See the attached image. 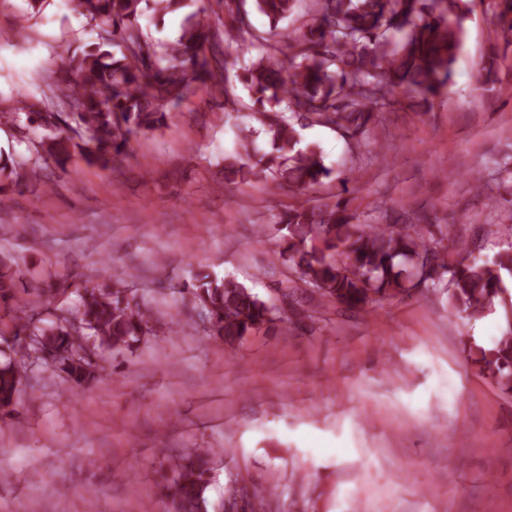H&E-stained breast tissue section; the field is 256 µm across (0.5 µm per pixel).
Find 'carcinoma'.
I'll return each instance as SVG.
<instances>
[{"label":"carcinoma","mask_w":512,"mask_h":512,"mask_svg":"<svg viewBox=\"0 0 512 512\" xmlns=\"http://www.w3.org/2000/svg\"><path fill=\"white\" fill-rule=\"evenodd\" d=\"M74 8L97 28L98 42L89 51H62L47 69L52 96L44 101L26 93L19 110L1 112L0 120L27 121L31 158L0 160V195L20 177L40 180L49 162L64 166L77 151L89 165L120 166L129 139L165 124L172 110L199 83L213 82L224 105L246 91L250 117L259 129L237 137L224 156V181L263 179L271 190L285 186L303 192L323 183L335 170L322 152L302 144L298 128L333 127L351 145L369 138L381 112L392 110L397 88L423 101L451 85L453 65L465 36L471 0H310L293 31L279 23L299 10L300 0H254L270 25L254 29L246 0H224L232 18V40L211 67L210 26L186 16L173 43L144 36L139 18L144 8L165 14L181 0H72ZM495 32L512 43V0H492ZM257 53L250 66L235 71L239 53ZM262 133L269 149L255 146ZM24 173H19V170ZM280 234L277 259L292 269L298 282L321 298L350 308H371L412 288L420 261L437 276L423 287H436L449 276L450 305L470 318L504 308V324L494 346L469 348V356L489 372L501 390L512 392V312L503 297L512 279V243L492 261L469 259L466 246L447 247L425 227L369 224L348 202L292 206L276 220ZM16 272L0 259V310L11 313V333L29 351H47L54 369L77 388L96 382L106 355L130 350L151 335L156 322L135 296L119 287L84 288L67 283L78 298L74 309L43 323L14 303ZM207 323L209 335L233 347L246 337L285 322L276 298L264 299L236 279L201 271L188 287ZM27 372L13 357L0 362V420L14 416ZM212 453L202 448L179 455L172 466L173 508L205 512Z\"/></svg>","instance_id":"carcinoma-1"}]
</instances>
